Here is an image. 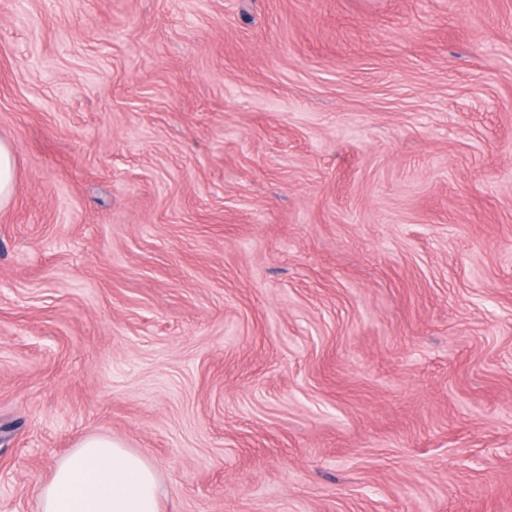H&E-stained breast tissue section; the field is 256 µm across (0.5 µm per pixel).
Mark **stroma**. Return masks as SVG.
I'll use <instances>...</instances> for the list:
<instances>
[{
    "instance_id": "stroma-1",
    "label": "stroma",
    "mask_w": 512,
    "mask_h": 512,
    "mask_svg": "<svg viewBox=\"0 0 512 512\" xmlns=\"http://www.w3.org/2000/svg\"><path fill=\"white\" fill-rule=\"evenodd\" d=\"M0 139V512H512V0H0ZM15 149L12 143L0 140V209L12 201L16 181ZM159 479L141 456L100 436L81 440L42 486L39 512H159Z\"/></svg>"
}]
</instances>
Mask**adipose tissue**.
<instances>
[{
  "instance_id": "1",
  "label": "adipose tissue",
  "mask_w": 512,
  "mask_h": 512,
  "mask_svg": "<svg viewBox=\"0 0 512 512\" xmlns=\"http://www.w3.org/2000/svg\"><path fill=\"white\" fill-rule=\"evenodd\" d=\"M39 512H159L158 475L119 442L89 436L42 486Z\"/></svg>"
}]
</instances>
